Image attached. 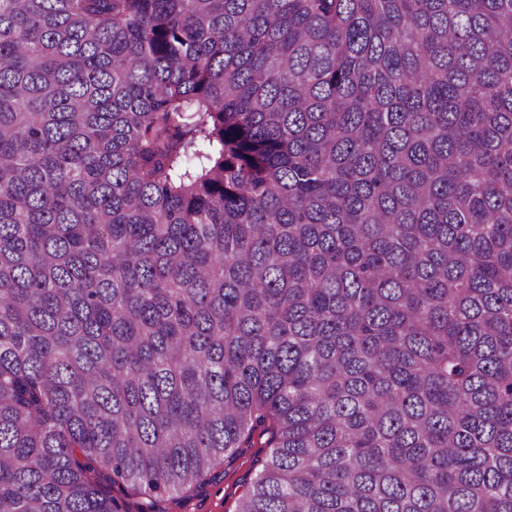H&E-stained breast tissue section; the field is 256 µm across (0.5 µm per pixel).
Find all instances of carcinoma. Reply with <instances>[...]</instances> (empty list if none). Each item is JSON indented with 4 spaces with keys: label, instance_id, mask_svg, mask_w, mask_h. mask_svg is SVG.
<instances>
[{
    "label": "carcinoma",
    "instance_id": "cac0c4a2",
    "mask_svg": "<svg viewBox=\"0 0 512 512\" xmlns=\"http://www.w3.org/2000/svg\"><path fill=\"white\" fill-rule=\"evenodd\" d=\"M512 512V0H0V512ZM260 450L265 449L240 448L236 456L218 462L190 489L159 500L122 482L111 485L110 491L127 512H233L236 499L254 473L253 461Z\"/></svg>",
    "mask_w": 512,
    "mask_h": 512
}]
</instances>
